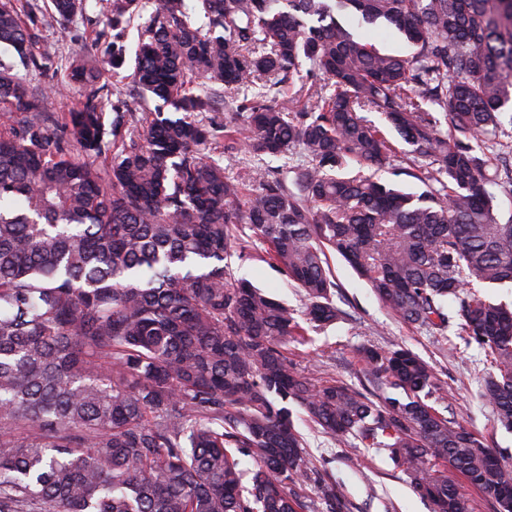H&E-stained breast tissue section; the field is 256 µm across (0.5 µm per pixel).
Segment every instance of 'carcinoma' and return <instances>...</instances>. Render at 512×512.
I'll return each instance as SVG.
<instances>
[{
  "label": "carcinoma",
  "instance_id": "obj_1",
  "mask_svg": "<svg viewBox=\"0 0 512 512\" xmlns=\"http://www.w3.org/2000/svg\"><path fill=\"white\" fill-rule=\"evenodd\" d=\"M87 2L24 21L0 0V512H351L295 408L386 452L432 512H473L470 487L512 512V470L444 414L447 382L412 350L357 349L362 389L288 359V340L347 318L337 254L400 320L484 353L481 395L512 432V304L484 292L512 284L495 210L512 0H95L105 27L56 68L83 92L59 123L30 80L53 68L35 29ZM388 131L423 191L361 174L399 153ZM239 143L304 163L249 190L204 153ZM255 238L302 309L232 275Z\"/></svg>",
  "mask_w": 512,
  "mask_h": 512
}]
</instances>
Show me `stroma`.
<instances>
[{"label":"stroma","mask_w":512,"mask_h":512,"mask_svg":"<svg viewBox=\"0 0 512 512\" xmlns=\"http://www.w3.org/2000/svg\"><path fill=\"white\" fill-rule=\"evenodd\" d=\"M103 27L101 17L88 12L67 29H40L36 50L54 62L64 61L91 44ZM212 155L222 159L228 177L246 180L252 188L258 185L265 167L279 164L275 158L258 161L243 148L227 153L216 149ZM265 250V245L258 242L249 256L232 257L234 276L267 290L288 305L300 306L298 290L276 266L266 261ZM329 264L337 283L335 301L348 318L289 343L288 356L293 364L318 380L336 379L361 388L365 381L356 358L358 348L407 346L447 382L448 401L455 417L485 437L512 465V433L497 427L490 406L479 396L484 374L480 351L454 332L439 336L404 324L343 260L333 255ZM295 423L306 440L308 452L335 477L341 492L353 503L354 512H430L428 501L412 491L406 476L385 454L352 441L336 443L311 426L304 416H296Z\"/></svg>","instance_id":"stroma-1"}]
</instances>
